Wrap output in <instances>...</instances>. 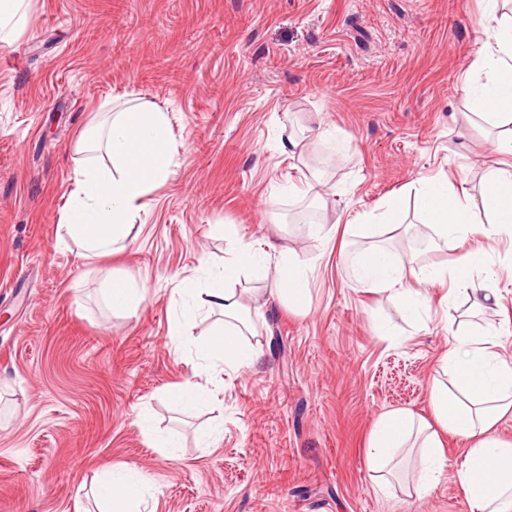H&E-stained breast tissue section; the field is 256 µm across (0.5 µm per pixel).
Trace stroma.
Listing matches in <instances>:
<instances>
[{"label": "stroma", "instance_id": "obj_1", "mask_svg": "<svg viewBox=\"0 0 512 512\" xmlns=\"http://www.w3.org/2000/svg\"><path fill=\"white\" fill-rule=\"evenodd\" d=\"M482 0H28L0 41V512H100L105 471L147 478L146 512H471L458 482L467 448L445 436L433 490L379 489L368 465L377 417L431 419L429 390L448 336L509 333L512 254L498 249L499 305L470 309L429 291L414 323L352 275L366 246L345 227L412 182L446 177L477 194L491 143L463 76L488 40ZM134 96L168 112L176 166L146 199L124 250L87 258L59 244L76 142L96 113ZM337 133L302 158L282 133ZM326 208L310 236L305 197ZM221 224L255 248L316 258L308 311L263 297L252 312L263 354L215 373L208 405L167 397L195 381L212 319L170 334L179 290L221 267ZM144 290L115 311L107 280ZM174 436L151 447L138 419ZM220 427L212 446L199 439Z\"/></svg>", "mask_w": 512, "mask_h": 512}]
</instances>
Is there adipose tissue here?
Here are the masks:
<instances>
[{
    "instance_id": "ef3b65f1",
    "label": "adipose tissue",
    "mask_w": 512,
    "mask_h": 512,
    "mask_svg": "<svg viewBox=\"0 0 512 512\" xmlns=\"http://www.w3.org/2000/svg\"><path fill=\"white\" fill-rule=\"evenodd\" d=\"M481 23L489 41L472 63L485 80L466 82V90L481 109L479 118L492 127L512 124V19L503 14L500 0H484ZM81 158L73 169L74 188L62 215L67 237L89 256L121 249L144 199L162 185L174 166L170 119L155 104L134 98L109 119L84 129L79 137ZM497 161L488 166L478 194L458 191L447 179L422 178L413 186V233L423 252L448 251L446 263H408L397 259L393 246L372 245L356 251L352 274L356 282L377 294H390L412 320L427 308V290L445 287L444 301L456 293L468 295L473 309L498 304L492 283L497 277L490 263L489 244L512 241V139L498 142ZM489 216L475 220L476 210ZM481 246L466 248L471 239ZM316 262L299 257L288 245L258 250L229 238L224 266L207 270L204 282H185L183 303L175 313L171 333L183 335L195 314L197 301L224 320L197 348L202 369L251 366L261 346L249 338L255 328L250 299L236 287L240 277L265 286L270 295L292 310L306 311ZM502 342L492 330L480 328L455 337L440 363L443 379L430 388V402L438 431L405 410L382 414L370 436L368 464L378 481L391 485L394 462L407 448L419 449L424 476L417 491L427 492L445 466L439 438L448 433L469 448L458 473L473 512H512V441L495 436L499 420L512 412V356H504ZM145 478L125 468L107 474L98 496L107 512H141Z\"/></svg>"
}]
</instances>
